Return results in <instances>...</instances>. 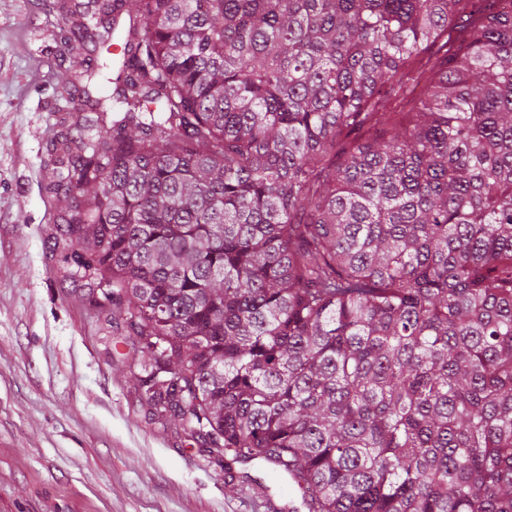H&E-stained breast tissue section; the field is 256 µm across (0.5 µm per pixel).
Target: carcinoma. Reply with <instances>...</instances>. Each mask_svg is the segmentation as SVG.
<instances>
[{"instance_id":"1","label":"carcinoma","mask_w":512,"mask_h":512,"mask_svg":"<svg viewBox=\"0 0 512 512\" xmlns=\"http://www.w3.org/2000/svg\"><path fill=\"white\" fill-rule=\"evenodd\" d=\"M67 2L53 248L149 413L308 512H512V0Z\"/></svg>"}]
</instances>
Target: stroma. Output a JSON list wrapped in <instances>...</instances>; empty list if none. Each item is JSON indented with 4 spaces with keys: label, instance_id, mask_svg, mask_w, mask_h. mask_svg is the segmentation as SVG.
Returning <instances> with one entry per match:
<instances>
[{
    "label": "stroma",
    "instance_id": "stroma-1",
    "mask_svg": "<svg viewBox=\"0 0 512 512\" xmlns=\"http://www.w3.org/2000/svg\"><path fill=\"white\" fill-rule=\"evenodd\" d=\"M56 12L0 0V512H269L301 492L224 470L139 401L134 352L47 247L61 209L48 140L81 111L62 88Z\"/></svg>",
    "mask_w": 512,
    "mask_h": 512
}]
</instances>
